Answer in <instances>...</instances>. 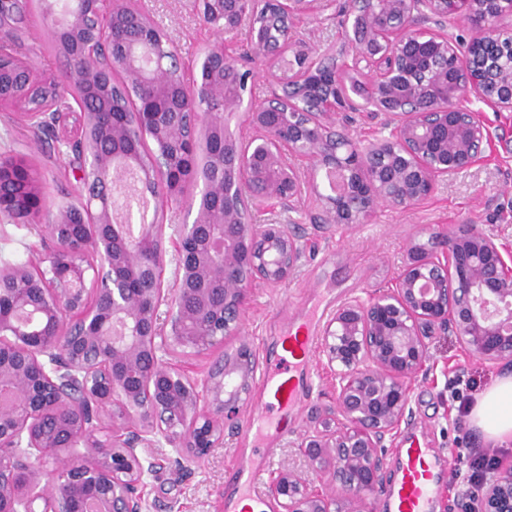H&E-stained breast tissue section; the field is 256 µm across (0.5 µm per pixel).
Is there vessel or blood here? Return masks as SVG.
Listing matches in <instances>:
<instances>
[{
    "label": "vessel or blood",
    "instance_id": "1",
    "mask_svg": "<svg viewBox=\"0 0 512 512\" xmlns=\"http://www.w3.org/2000/svg\"><path fill=\"white\" fill-rule=\"evenodd\" d=\"M323 315V309L318 308L282 326L278 341L288 358V371L283 374L272 364H265L260 381L264 401L252 415L246 437L260 440L269 432L284 434L295 426L299 405L312 388L313 353ZM261 466L257 458L233 467L236 488L225 495L224 512H263V499L256 488ZM445 469L437 449L417 438L405 442L398 450L387 512H430L434 478Z\"/></svg>",
    "mask_w": 512,
    "mask_h": 512
}]
</instances>
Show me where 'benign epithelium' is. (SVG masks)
<instances>
[{"label":"benign epithelium","mask_w":512,"mask_h":512,"mask_svg":"<svg viewBox=\"0 0 512 512\" xmlns=\"http://www.w3.org/2000/svg\"><path fill=\"white\" fill-rule=\"evenodd\" d=\"M22 0H0V42L5 18ZM249 0H197L236 28ZM367 8L362 40L351 42L352 65H336L313 95L301 88L309 76L306 55L289 47L270 59L276 83L295 98L318 102V111L268 112L243 105L240 84L223 79L226 52L204 55L199 76L168 95L172 62L160 55L163 36L136 13L128 31L112 32L119 0H46L43 19L75 34L76 49L62 79L112 85L114 75L153 90L158 108L142 113L149 136L183 153L184 101L219 98L257 134L243 147L228 143L224 175L204 191L230 207H201L189 224L166 236L164 224L114 223L110 172L139 175L157 201L175 197L183 173L146 172L121 151L127 120L107 108L79 113V131L95 132L112 152L76 150L83 173L94 172L101 196L56 212L5 199L14 170L0 163V215L20 210L39 217L40 235L53 243L41 262L1 265L23 270L27 282L0 279V512H141L144 466L138 447L166 443L188 459L223 440L256 370L246 343L222 352L198 380L178 355H200L224 346L257 281L279 284L295 270L300 248L280 224L255 231L248 222L243 186L254 198L290 208L299 189L291 162L307 158L314 170L339 179L320 196L324 222L358 224L377 203L410 207L428 199L439 182L482 158L490 135L466 104L479 100L512 111V0H384ZM289 23L306 15L311 0H272ZM453 19L470 33L458 41L428 27ZM426 60V79L406 74ZM349 112H382L394 124L386 140L363 146L350 135ZM409 249L390 288L366 300L341 304L323 336V355L336 381L333 403L318 427L297 443L309 471L332 484L365 512L358 492L381 484L386 437L397 431L408 404L407 382L426 360V336L444 328L475 358L512 361V256L471 224L444 239ZM175 252V288H163L160 271ZM49 263L46 269L41 264ZM166 306L165 323L159 322ZM83 448L81 455L72 453ZM282 512H335L336 499L309 475L283 469L269 486ZM466 512H512V460L496 469L465 505Z\"/></svg>","instance_id":"7a95c632"}]
</instances>
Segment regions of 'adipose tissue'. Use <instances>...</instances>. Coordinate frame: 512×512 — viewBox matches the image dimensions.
Wrapping results in <instances>:
<instances>
[{"mask_svg":"<svg viewBox=\"0 0 512 512\" xmlns=\"http://www.w3.org/2000/svg\"><path fill=\"white\" fill-rule=\"evenodd\" d=\"M470 425L485 440L500 444L512 440V374L501 376L468 412Z\"/></svg>","mask_w":512,"mask_h":512,"instance_id":"ef3b65f1","label":"adipose tissue"}]
</instances>
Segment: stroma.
<instances>
[{
    "label": "stroma",
    "instance_id": "stroma-1",
    "mask_svg": "<svg viewBox=\"0 0 512 512\" xmlns=\"http://www.w3.org/2000/svg\"><path fill=\"white\" fill-rule=\"evenodd\" d=\"M129 3L148 14L177 45L187 78L196 77L195 63L203 49L220 45L235 56L238 65L254 72V100L267 99L275 92L267 61L253 51L247 27L216 31L204 23L194 0ZM350 6L351 0H332L328 5L317 0L313 14L297 21L296 40L320 52L339 45ZM47 30L40 17H32L22 53L36 74L59 76L66 70V61L45 50ZM472 108L492 137L485 158L477 166L442 181L423 203L407 208L377 204L361 224L318 223L321 207L314 188L322 184L323 178L310 175L308 159L297 160L303 178L294 206L286 209L260 204L253 212V221L287 225L298 239L300 260L287 281L275 286L262 282L253 285L238 327L224 341L225 349H235L244 339L257 360H264L267 336L308 302L333 297L342 303L390 287L407 258L408 247L422 229L444 235L465 221L512 252V112H497L481 102L473 103ZM15 153L34 159L41 189L53 209L79 203V172L70 145L34 132L21 107L11 106L0 111V158ZM50 248L29 221L0 216V263L26 264L36 253ZM426 345V361L408 383L406 416L385 442L386 459L394 461L395 449L408 432L422 434L432 447L444 452L450 467L435 488L433 512H462L465 496L472 488L469 462L474 449L484 448L485 443L460 413L448 381L457 375L470 378L475 384L472 394L477 397L500 376L512 373V363L480 361L446 331L430 336ZM313 359L314 388L299 409L295 428L275 442L269 466L258 479L261 489H268L280 469L303 468L297 440L313 427L317 411L330 404L334 396V375L321 352H314ZM255 397L252 389L243 395L237 419L224 428L223 443L202 459L179 457L167 445L141 449L145 468L143 512H224L227 476L243 447L242 433L255 407Z\"/></svg>",
    "mask_w": 512,
    "mask_h": 512
}]
</instances>
